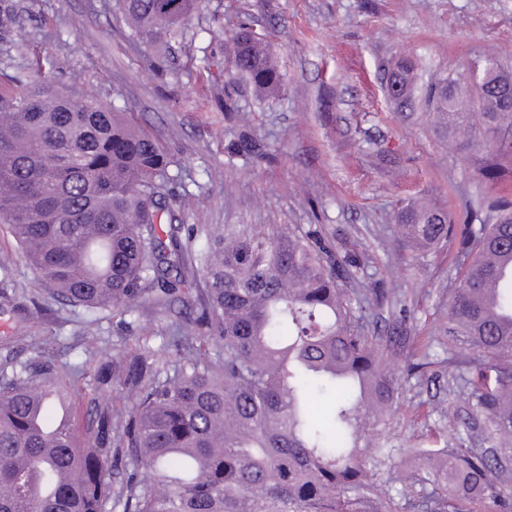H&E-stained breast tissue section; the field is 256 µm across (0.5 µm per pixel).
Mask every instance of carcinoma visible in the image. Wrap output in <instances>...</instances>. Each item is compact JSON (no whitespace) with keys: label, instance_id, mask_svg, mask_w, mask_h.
Segmentation results:
<instances>
[{"label":"carcinoma","instance_id":"carcinoma-1","mask_svg":"<svg viewBox=\"0 0 512 512\" xmlns=\"http://www.w3.org/2000/svg\"><path fill=\"white\" fill-rule=\"evenodd\" d=\"M196 0H115L130 36L148 46L178 41ZM13 22L0 0V37ZM234 36L232 67L265 96L286 78L267 42ZM481 87L459 78L428 93L437 128L464 124L484 134L468 142L486 151L478 169L492 183L512 167V145L493 141L512 126V73L484 58ZM392 100L413 101V67L398 62ZM0 222L26 264L62 301L116 314L151 296L180 302L197 332L170 336L158 351L128 353L99 367L95 389L115 388L131 407L112 426V411L91 400L88 444L69 424L40 414L37 401L69 393L66 363H0V512H470L487 492L512 489V269L493 256L512 253V199L484 194L466 222L414 200L398 230L418 249L458 240L459 282L439 324L448 375L476 400L490 447L442 445L438 431L404 448L380 436L395 410L390 336L367 313L389 303L380 282L341 285L365 265L340 254L321 225L248 231L232 224L205 236L179 224L167 207L173 161L159 140L127 114L94 97L74 101L47 78L23 71L0 82ZM231 159L269 158L240 135ZM204 287L189 291L188 273ZM495 282L492 305L484 285ZM426 476L401 472L406 456ZM387 469L388 479L378 475ZM53 494L40 496L36 487Z\"/></svg>","mask_w":512,"mask_h":512}]
</instances>
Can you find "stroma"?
Segmentation results:
<instances>
[{
	"label": "stroma",
	"mask_w": 512,
	"mask_h": 512,
	"mask_svg": "<svg viewBox=\"0 0 512 512\" xmlns=\"http://www.w3.org/2000/svg\"><path fill=\"white\" fill-rule=\"evenodd\" d=\"M10 43H0V74L35 73L53 62L54 84L75 98L95 97L128 112L157 135L179 164L170 206L178 221L202 229L323 225L340 251L369 257L352 287L382 281L393 306L372 314L386 333L405 306L407 333L395 361L398 391L386 428L412 445L446 427L449 447L484 448L473 399L448 375L447 355L433 346L426 373L407 372L421 342L438 336L456 270L447 249L415 250L397 233L403 201L431 200L456 215L486 191L512 195V174L486 188L474 171L480 154L452 149L435 128L427 90L494 55L512 71V0H197L172 52L132 44L113 0H12ZM250 18L285 74L277 98L259 100L231 69L233 36ZM414 64V103L402 109L386 91L399 59ZM235 112L227 119L226 110ZM247 132L270 162L228 158L224 146ZM0 291L29 306L25 320L0 310V360L6 339L35 360L49 346L69 368H83L84 327L96 319L102 365L138 347L159 349L183 322L181 305L160 311L138 299L112 315L58 301L24 262L0 225Z\"/></svg>",
	"instance_id": "1"
}]
</instances>
